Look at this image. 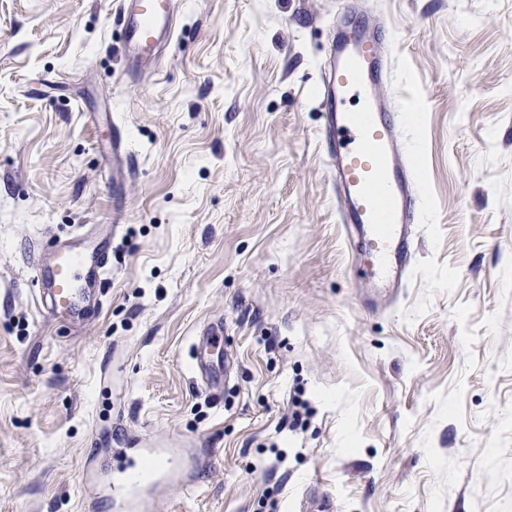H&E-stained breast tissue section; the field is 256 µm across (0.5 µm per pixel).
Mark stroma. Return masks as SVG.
Instances as JSON below:
<instances>
[{
    "label": "stroma",
    "instance_id": "1",
    "mask_svg": "<svg viewBox=\"0 0 512 512\" xmlns=\"http://www.w3.org/2000/svg\"><path fill=\"white\" fill-rule=\"evenodd\" d=\"M178 5L146 76L110 0H0V512H124L149 448L173 476L143 512H294L315 484L336 512H512V0L356 2L420 184L411 277L373 310L321 135L342 0ZM88 231L103 304L45 320L37 254ZM204 339L201 349L195 356L197 374L204 378L210 388H218L224 383V368L222 364L207 353V349L216 348L223 340L224 320L217 319L210 322L204 330Z\"/></svg>",
    "mask_w": 512,
    "mask_h": 512
}]
</instances>
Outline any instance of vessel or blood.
<instances>
[{
    "label": "vessel or blood",
    "instance_id": "vessel-or-blood-1",
    "mask_svg": "<svg viewBox=\"0 0 512 512\" xmlns=\"http://www.w3.org/2000/svg\"><path fill=\"white\" fill-rule=\"evenodd\" d=\"M117 2L125 57L138 70H154L174 36L176 0ZM385 35V27L340 20L321 88L322 141L340 198V221L351 226L359 254L367 259L361 279L381 290L405 287L410 277L418 199V180L402 150L400 115L382 93L388 74ZM111 245L104 239L87 250L50 241L47 261L35 269L42 312L83 317L110 266ZM223 336V320L210 322L195 356L196 372L211 388L224 382L221 363L210 355Z\"/></svg>",
    "mask_w": 512,
    "mask_h": 512
}]
</instances>
